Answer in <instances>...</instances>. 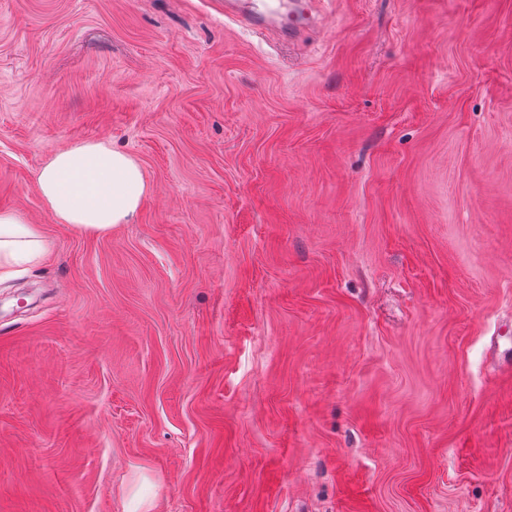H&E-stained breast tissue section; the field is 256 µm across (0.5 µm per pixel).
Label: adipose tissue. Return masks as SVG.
I'll return each mask as SVG.
<instances>
[{
	"label": "adipose tissue",
	"mask_w": 512,
	"mask_h": 512,
	"mask_svg": "<svg viewBox=\"0 0 512 512\" xmlns=\"http://www.w3.org/2000/svg\"><path fill=\"white\" fill-rule=\"evenodd\" d=\"M37 187L57 223L104 235L132 223L147 192L140 164L106 143L82 141L55 153L40 169ZM47 250L39 230L19 212L0 210V281Z\"/></svg>",
	"instance_id": "1"
}]
</instances>
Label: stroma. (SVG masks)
<instances>
[{
  "label": "stroma",
  "instance_id": "stroma-1",
  "mask_svg": "<svg viewBox=\"0 0 512 512\" xmlns=\"http://www.w3.org/2000/svg\"><path fill=\"white\" fill-rule=\"evenodd\" d=\"M0 0V512H512V0ZM102 141L88 236L36 186ZM259 0L251 1L249 9L246 12H240L232 17H237L240 24L250 28L253 31H263L265 25L272 17L269 13L273 10L271 5L266 1H260L259 5L255 2ZM37 187L57 223L89 235L131 224L147 192L137 160L99 141L55 153L40 169ZM47 250L39 230L15 210H0V281L16 275L22 263H35Z\"/></svg>",
  "mask_w": 512,
  "mask_h": 512
}]
</instances>
